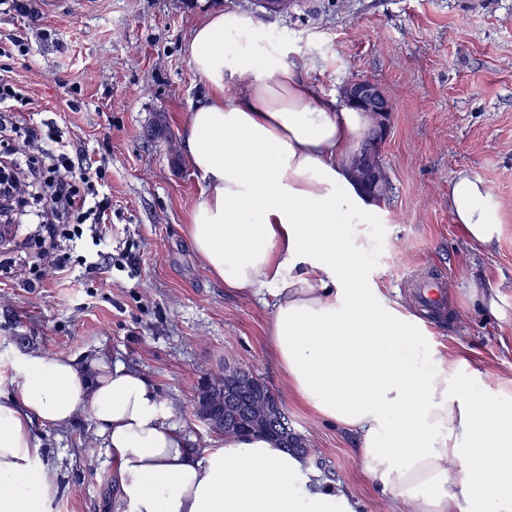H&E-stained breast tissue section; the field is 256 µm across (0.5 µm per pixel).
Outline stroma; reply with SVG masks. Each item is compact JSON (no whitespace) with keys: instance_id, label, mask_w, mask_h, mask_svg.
Here are the masks:
<instances>
[{"instance_id":"1","label":"stroma","mask_w":512,"mask_h":512,"mask_svg":"<svg viewBox=\"0 0 512 512\" xmlns=\"http://www.w3.org/2000/svg\"><path fill=\"white\" fill-rule=\"evenodd\" d=\"M30 3L31 19L0 5V39L17 35L29 47L25 57L0 56V69L28 87V123L67 127L101 166L112 271L86 273L87 235L66 251L59 278L38 260L33 227L0 243V390L25 353L117 357L171 400L174 422L203 448L217 435L194 412L199 386L207 374L243 368L282 395L322 478L347 485L361 512H393L366 481L355 437L284 397L265 336L270 308L211 278L189 242L185 226L205 182L183 127L207 95L190 43L212 9L245 11L259 31L250 49L279 31L286 60L320 100L340 101L351 77L387 92L393 112L379 156L390 190L377 214L342 217L337 246L354 249L364 274L431 332L410 353V371H428L436 349L512 396V0H299L285 13L260 0ZM462 172L488 188L499 218L492 245L468 238L448 208ZM423 280L443 285L437 306L418 305ZM474 282L493 307L472 302ZM34 430L57 474L49 512H115L112 462L93 424Z\"/></svg>"}]
</instances>
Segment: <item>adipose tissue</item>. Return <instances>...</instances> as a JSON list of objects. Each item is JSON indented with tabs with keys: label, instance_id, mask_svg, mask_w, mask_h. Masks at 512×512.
Masks as SVG:
<instances>
[{
	"label": "adipose tissue",
	"instance_id": "ef3b65f1",
	"mask_svg": "<svg viewBox=\"0 0 512 512\" xmlns=\"http://www.w3.org/2000/svg\"><path fill=\"white\" fill-rule=\"evenodd\" d=\"M230 31L253 38V16L213 12L190 43L208 88L184 127L205 180L186 226L203 267L240 296L271 300L267 336L285 393L354 433L367 480L404 512H453L460 496L472 512H512V406L466 393L464 363L442 353L430 376L408 371L403 355L426 327L336 249L339 215L376 209L346 175L364 115L318 103L279 53L226 51ZM486 195L463 173L448 195L456 222L484 245L498 224ZM14 372L0 401V512H46L56 478L32 424L80 418L112 461L117 512H358L344 487L270 437L189 447L168 399L122 361L32 352Z\"/></svg>",
	"mask_w": 512,
	"mask_h": 512
}]
</instances>
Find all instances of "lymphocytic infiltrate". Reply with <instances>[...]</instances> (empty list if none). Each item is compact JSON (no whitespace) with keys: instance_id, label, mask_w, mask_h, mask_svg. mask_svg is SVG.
Returning <instances> with one entry per match:
<instances>
[{"instance_id":"f902f5d3","label":"lymphocytic infiltrate","mask_w":512,"mask_h":512,"mask_svg":"<svg viewBox=\"0 0 512 512\" xmlns=\"http://www.w3.org/2000/svg\"><path fill=\"white\" fill-rule=\"evenodd\" d=\"M26 100L14 78L0 73V138L22 136L0 155V223L35 225L51 255L70 239L62 223H109L111 203L91 180L87 156L73 139L56 126L27 123L19 110Z\"/></svg>"}]
</instances>
